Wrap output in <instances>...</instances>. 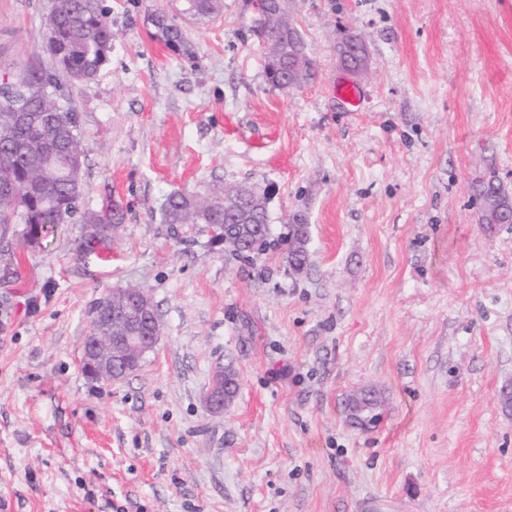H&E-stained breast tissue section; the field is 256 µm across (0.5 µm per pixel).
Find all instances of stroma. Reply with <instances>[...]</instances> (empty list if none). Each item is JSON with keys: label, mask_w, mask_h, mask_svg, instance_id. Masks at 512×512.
I'll return each instance as SVG.
<instances>
[{"label": "stroma", "mask_w": 512, "mask_h": 512, "mask_svg": "<svg viewBox=\"0 0 512 512\" xmlns=\"http://www.w3.org/2000/svg\"><path fill=\"white\" fill-rule=\"evenodd\" d=\"M53 0H0V78L54 63ZM109 63L73 88L82 211L120 205L111 245L57 224L0 229V512H512V224L482 222L479 182L512 196V0H284L312 77L272 86L250 0H103ZM165 11L193 58L152 40ZM362 37L368 70L343 69ZM347 79L352 108L334 94ZM268 192L279 244L247 263L176 191ZM310 226L306 273L288 224ZM148 292L162 335L103 385L80 359L98 301ZM238 394L210 413L214 373ZM384 405L369 428L346 399ZM339 61L341 66L355 74L366 65L367 57L363 43L355 36H349L340 45Z\"/></svg>", "instance_id": "stroma-1"}]
</instances>
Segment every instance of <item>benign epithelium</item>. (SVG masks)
I'll return each mask as SVG.
<instances>
[{
  "label": "benign epithelium",
  "instance_id": "7a95c632",
  "mask_svg": "<svg viewBox=\"0 0 512 512\" xmlns=\"http://www.w3.org/2000/svg\"><path fill=\"white\" fill-rule=\"evenodd\" d=\"M339 61L344 69L360 73L367 62L363 43L354 36L343 40ZM305 62L306 57L302 53L288 58L291 85L300 84ZM258 200H263V196L254 188L241 186L224 195V217L243 224L248 216L246 204ZM160 336L161 326L154 301L138 289L120 304L117 327L107 328L86 339L82 355L84 371L95 380L119 381L155 349ZM237 390V378L227 382L222 374L214 376L204 395L207 410L213 414L223 412L232 403Z\"/></svg>",
  "mask_w": 512,
  "mask_h": 512
}]
</instances>
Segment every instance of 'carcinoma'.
Returning <instances> with one entry per match:
<instances>
[{"label":"carcinoma","instance_id":"obj_1","mask_svg":"<svg viewBox=\"0 0 512 512\" xmlns=\"http://www.w3.org/2000/svg\"><path fill=\"white\" fill-rule=\"evenodd\" d=\"M221 0H184L183 11L199 18L217 14ZM151 37L170 51L185 57L194 55L185 33L167 14L157 11L149 17ZM291 24L282 0H272L267 25L250 26L265 50V72L277 84L274 57L285 58L296 51L302 35L290 37ZM47 46L56 67L21 71L9 82L0 83V224H12L15 218L32 224H64L79 215L82 224L80 246L89 249L110 243V229L124 222L118 206L104 212L77 213L82 194L83 162L69 160L64 145L84 151L78 131L70 90L79 83L97 77L112 52L114 33L102 0H54L45 18ZM493 196L486 224H505L512 216V199L493 181L481 185L479 196ZM163 218L168 224H208L215 238L224 234L247 237L268 224L263 207L249 210L246 224L224 225V199L197 201L183 193L171 194L165 203Z\"/></svg>","mask_w":512,"mask_h":512}]
</instances>
